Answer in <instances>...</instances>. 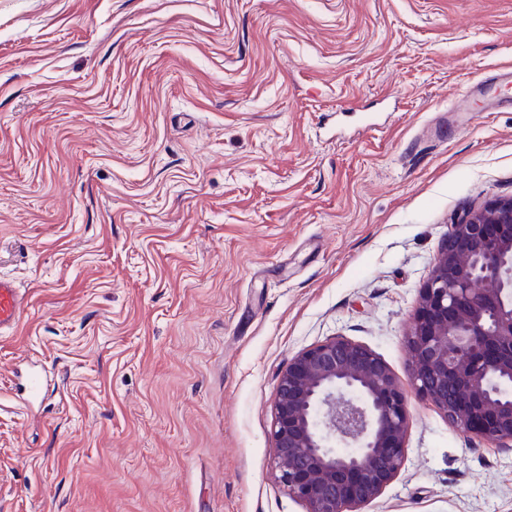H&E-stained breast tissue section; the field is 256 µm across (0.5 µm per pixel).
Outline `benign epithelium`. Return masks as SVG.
I'll use <instances>...</instances> for the list:
<instances>
[{
	"label": "benign epithelium",
	"mask_w": 512,
	"mask_h": 512,
	"mask_svg": "<svg viewBox=\"0 0 512 512\" xmlns=\"http://www.w3.org/2000/svg\"><path fill=\"white\" fill-rule=\"evenodd\" d=\"M406 343L419 398L458 432L512 447V197L450 225ZM408 426L406 389L389 366L332 337L280 375L275 477L306 512H358L401 469Z\"/></svg>",
	"instance_id": "obj_1"
}]
</instances>
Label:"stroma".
<instances>
[{"instance_id": "stroma-1", "label": "stroma", "mask_w": 512, "mask_h": 512, "mask_svg": "<svg viewBox=\"0 0 512 512\" xmlns=\"http://www.w3.org/2000/svg\"><path fill=\"white\" fill-rule=\"evenodd\" d=\"M510 69L512 0H0V512H306L279 376L344 336L407 380L451 224L512 196ZM408 408L359 512H512V451ZM24 307L25 299L12 281L0 276V333L14 327Z\"/></svg>"}]
</instances>
